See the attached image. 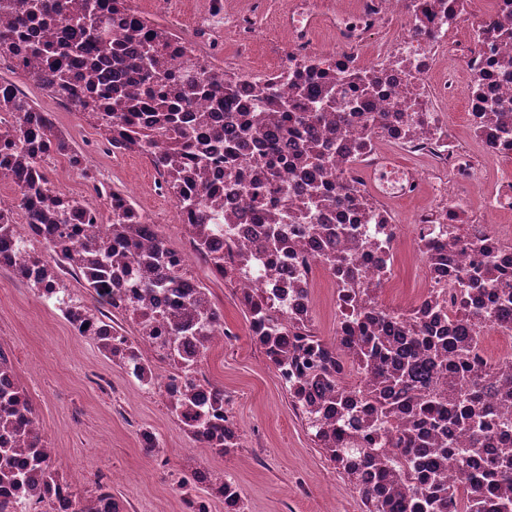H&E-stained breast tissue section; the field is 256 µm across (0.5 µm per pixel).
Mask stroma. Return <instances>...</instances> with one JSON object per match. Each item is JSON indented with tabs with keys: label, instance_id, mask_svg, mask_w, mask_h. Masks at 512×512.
<instances>
[{
	"label": "stroma",
	"instance_id": "stroma-1",
	"mask_svg": "<svg viewBox=\"0 0 512 512\" xmlns=\"http://www.w3.org/2000/svg\"><path fill=\"white\" fill-rule=\"evenodd\" d=\"M290 2L264 0L255 43L241 49L236 32L229 28L217 53L243 75H270L291 42L285 25ZM52 121L82 150L91 167L108 174L112 189L160 220L159 231L170 248L195 262L184 231L167 221L173 205L157 194L156 173L145 159L131 153L113 160L102 149L89 114L56 112ZM197 280L223 313L230 333L224 344L209 351L201 368L206 380L223 387L244 430L243 446L230 458L181 436L171 413L155 397L130 383L119 367L76 336L53 308L40 304L32 288L0 268V349L10 356L44 436L60 451L53 466L80 473L77 493L90 494L96 482L117 473L121 480L112 491L130 503L131 512H181L174 478L184 449L235 480L250 512H364L352 483L314 445L271 368L248 342L247 317L231 287L203 270ZM422 285L421 262L400 248L396 279L382 289L380 300L390 309H408ZM144 425L156 430L163 445L175 447L168 461L137 446L134 435Z\"/></svg>",
	"mask_w": 512,
	"mask_h": 512
}]
</instances>
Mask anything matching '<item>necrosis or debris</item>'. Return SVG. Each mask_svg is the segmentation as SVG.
I'll list each match as a JSON object with an SVG mask.
<instances>
[{
    "label": "necrosis or debris",
    "instance_id": "obj_1",
    "mask_svg": "<svg viewBox=\"0 0 512 512\" xmlns=\"http://www.w3.org/2000/svg\"><path fill=\"white\" fill-rule=\"evenodd\" d=\"M485 14L484 0H356L354 17L340 23L333 52H321L311 35L301 34L280 58L273 87L282 102L307 86L319 92L332 89L336 103L318 111L315 137L291 136L274 143L266 130L280 122L279 113L261 109L263 81L229 71L230 91L217 88L184 106L186 128L200 124L224 132L217 151L236 147V168L210 163L203 182L219 188L207 222V271L230 281L237 300L248 305L263 298L269 316L253 318L248 326L251 345L271 366L291 403L317 442L333 437L344 409L322 380L299 372L292 349L293 336L315 327L311 292L317 275H325L336 289V336L325 345L331 360L344 364L359 345L358 329L347 314L349 304L374 312L373 329L379 336L418 332L447 335L457 319L453 297L473 270L485 274L489 288H512V0H493ZM255 7L226 12L224 0H207L189 38L166 41L162 78L179 75L207 77L199 61L205 48L216 44L225 27L237 29L246 40L255 38ZM402 17L409 31L382 44L375 59L361 63L364 36ZM469 35L457 38L460 27ZM14 55L6 67L9 79L0 80V173L23 168L19 188L0 193V215L16 225L0 241V267L24 281L38 283L41 303L53 305L71 329L97 345L125 373L128 380L155 394L175 418L180 431L206 447L234 454L242 445L243 429L229 403L213 385L201 379L199 367L214 344L223 342L221 323L180 336H168L163 325L193 318L196 297L193 277L182 275L170 288H142L128 281L113 292L112 301L124 315L135 318V335L117 337L109 319L93 316L82 303L61 302L49 280H38L29 257L30 246L53 242L56 249L80 246L88 235L111 240L104 212L119 213L123 223L139 227L140 249L171 257L156 232V220L125 196L111 194L108 182L95 178L90 196L63 192L39 178L53 143L38 136L47 118L37 109L20 116L15 103L23 95L19 74L46 72V47L70 52L59 26L47 23L21 30ZM447 69H440L441 60ZM117 72L111 52L97 55L91 64H78L70 92L56 97L62 111L79 112L93 101L98 112L112 109L111 100L98 97L88 83V68ZM463 100L461 121H453L448 107ZM27 119L32 133L7 140L6 133ZM402 155L401 179L394 192L371 182L383 161ZM275 183L288 190L287 203H259L254 185ZM427 198L402 214L393 206L417 187ZM106 209H99L97 200ZM69 206L75 230L60 234L57 226L32 224L30 206ZM287 210L285 241L277 258L266 252L270 217ZM406 244L424 265L425 287L409 311L391 310L379 301V290L395 278L399 244ZM212 430L202 432L203 421ZM79 477L59 479L50 493L25 487L0 486V501L22 505L25 512H41L51 499L52 512H129L126 500L113 495L110 483L75 502ZM183 512H207L220 502L224 512H248L237 483L203 459L187 456L175 482Z\"/></svg>",
    "mask_w": 512,
    "mask_h": 512
}]
</instances>
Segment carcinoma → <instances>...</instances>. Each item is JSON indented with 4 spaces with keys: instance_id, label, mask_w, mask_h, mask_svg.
<instances>
[{
    "instance_id": "obj_1",
    "label": "carcinoma",
    "mask_w": 512,
    "mask_h": 512,
    "mask_svg": "<svg viewBox=\"0 0 512 512\" xmlns=\"http://www.w3.org/2000/svg\"><path fill=\"white\" fill-rule=\"evenodd\" d=\"M12 4L18 12V24L23 27L51 17L75 40L89 43L97 36L112 37V57L141 73V80L152 83L148 101L153 119L149 122L140 123V101L127 103L121 85L109 89L113 96L112 111L92 113L96 121H110L112 126L128 131L126 149L136 151L141 145L156 148L158 154L153 157V164L158 170L170 159L201 160L203 141L194 131L181 126L177 108L169 105L166 86L154 75L160 54L156 41L147 37L139 42L140 49L129 52L126 44L135 38L132 31L111 33L99 32L95 26L86 28L61 0H41L37 7L30 5L29 0H12ZM67 73L65 56L56 55L48 72L30 73L28 78L41 86L56 83L65 90ZM220 84L229 90L224 73L219 71L212 72L204 82L184 83L181 102L187 105L195 96ZM308 100V95L303 94L288 107L273 92L265 91L259 102L279 110L282 122L281 127L266 131V136L276 139L298 125L311 128L315 116L308 114ZM42 135L55 143L57 155L73 158L72 145L57 134L51 122H44ZM112 233L124 241L125 250L119 255L110 244L89 239L80 250L53 257V277L59 278V272L64 271L83 278L96 296V312L108 319L112 313V290L122 287L132 269L144 272L146 288H164L168 280L178 276V268H166L143 257L138 249L136 225L116 222L112 224ZM483 292L478 278L467 281L465 300L461 301L460 334L438 340L413 336L402 351L386 337L373 335L367 329L369 316L359 314L357 325L362 336L356 356L370 364L374 383L357 386L358 398L346 404L348 415L337 422L333 440L336 447L326 449V453L358 491L365 512H512V422L497 411L512 401V365H499L494 379L479 384L480 366L473 356L479 337L466 335L474 321L502 325L512 320V288L501 289L502 303L496 309H483L477 303ZM300 340L305 371H321L326 386L339 387L336 377L325 366L326 356L319 349L320 337L302 336ZM430 347L434 348V356L425 361L418 359L419 350ZM399 409L409 418L410 428H384ZM358 415L369 416L371 433L365 441L355 443L350 421ZM447 421L467 432V445L460 447L450 441L446 448L433 447L421 426L441 427ZM32 423L38 420L23 390H10L0 383V427L20 434ZM26 438L29 455L40 460L45 440L40 427L27 432ZM449 456L457 466V483L447 484L441 477V467ZM34 471L42 486L59 480L48 460Z\"/></svg>"
}]
</instances>
